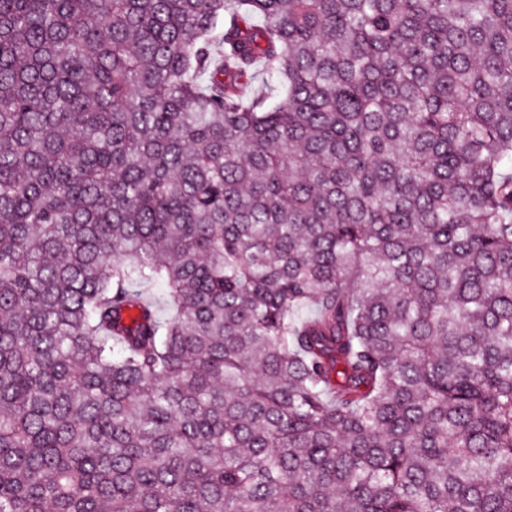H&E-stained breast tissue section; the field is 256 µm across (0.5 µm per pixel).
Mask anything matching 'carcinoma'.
<instances>
[{
  "instance_id": "obj_1",
  "label": "carcinoma",
  "mask_w": 512,
  "mask_h": 512,
  "mask_svg": "<svg viewBox=\"0 0 512 512\" xmlns=\"http://www.w3.org/2000/svg\"><path fill=\"white\" fill-rule=\"evenodd\" d=\"M0 512H512V0H0Z\"/></svg>"
}]
</instances>
